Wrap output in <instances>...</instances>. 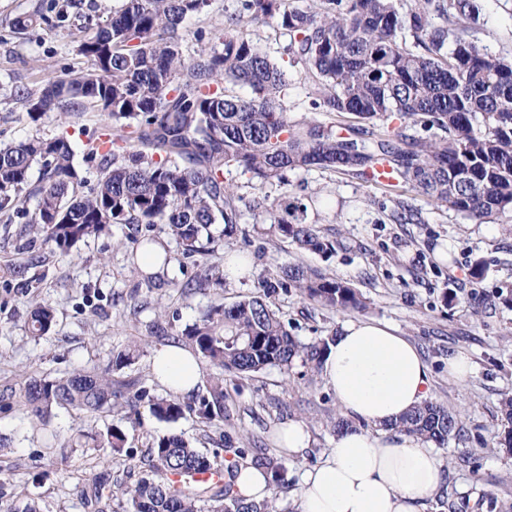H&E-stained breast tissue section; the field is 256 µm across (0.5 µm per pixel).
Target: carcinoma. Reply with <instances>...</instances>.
<instances>
[{
    "instance_id": "1",
    "label": "carcinoma",
    "mask_w": 512,
    "mask_h": 512,
    "mask_svg": "<svg viewBox=\"0 0 512 512\" xmlns=\"http://www.w3.org/2000/svg\"><path fill=\"white\" fill-rule=\"evenodd\" d=\"M241 8L214 29L213 45L183 56L180 26L189 15L209 12L212 0H122L106 23H90L76 42L91 68L13 94L36 123L50 112L76 115L98 108L115 122L111 147L88 145L100 175L87 186L74 166L64 134L32 135L0 144V214L25 218L19 237L41 240L60 253L108 233L113 224L167 227L186 255L200 251L202 237L233 236L243 197L225 174L237 171L260 185L285 182L295 169L352 173L377 182L378 167L390 169L396 192L415 191L477 223L512 212V58L493 56L458 37L445 51L449 31L432 16L476 18L474 0H414L400 13L396 0H321L316 9L291 0H240ZM266 25L289 37L287 51L319 80L311 100L317 112H348L361 127L344 135L317 122L295 124L281 97L288 87L282 67L259 52L248 27ZM409 31L419 52L403 48ZM245 84L252 96L236 95ZM418 127L427 136L407 130ZM41 178L31 183V170ZM36 200L34 210L24 208ZM307 207L286 200L269 212L270 224L298 248L327 254L333 243L305 222ZM294 288L306 299L337 310L365 307L356 289L317 270L281 268L261 277L257 292L230 306L208 310L183 336L206 364L238 376L269 367L291 368L295 359L321 367L328 340L302 344L272 307L278 290ZM54 313L36 306L27 321L33 337L48 334ZM131 383L112 371L82 369L65 377L32 378L24 406L44 417L72 408L90 418L130 404ZM152 411L175 422L196 414L208 426L224 420V378L207 395L186 404L172 394L156 398ZM508 428L497 446L512 453V396L501 401ZM391 429L419 436L437 448L460 435L457 416L429 399ZM98 447L123 451L124 431L108 426ZM224 466L176 433L157 436L149 450L150 475L124 490L133 512H273L272 499L245 501L235 485L240 463L270 471L272 494L284 484L285 468L273 459L233 446ZM211 473L197 484L176 486L174 477ZM102 475L80 491L96 512Z\"/></svg>"
}]
</instances>
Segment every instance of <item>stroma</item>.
<instances>
[{
  "mask_svg": "<svg viewBox=\"0 0 512 512\" xmlns=\"http://www.w3.org/2000/svg\"><path fill=\"white\" fill-rule=\"evenodd\" d=\"M477 21L450 19V32L486 47L494 55H512V0H476ZM120 0H0V139L19 140L41 130L67 133L75 163L87 183H96L99 167L87 158V145L108 131L112 122L102 112L82 116L43 117L29 121L11 92L87 69L75 55L73 42L85 20L108 19ZM239 0H213L208 14L182 23L185 57L199 49L198 31L221 25L235 13ZM43 13L48 24L16 32V17ZM256 46L270 60L285 65L288 117L325 125L356 126L355 116L312 111L315 77L303 64L291 62L288 39L271 27L250 29ZM232 181L245 199L267 196L269 202L290 196L306 205V221L333 241L335 250L322 255L299 250L272 231L264 210L242 208L232 237L215 238L202 254L184 256L163 225L149 235L170 256L169 266L144 274L134 260L136 231L115 224L111 233L77 243L60 254L39 244L20 247L19 224L0 223V512H22L36 500L41 512H86L80 490L101 474L112 484L134 485L146 474L143 458L155 436L175 432L207 454L220 448V435L249 437L286 468L285 484L273 502L274 512H298L301 474L318 465L332 446L331 423L338 416L336 400L320 371L302 363L284 372L268 368L246 378L203 367L196 396L206 395L216 376H223L224 420L205 427L192 415L175 422L159 420L151 400L165 395L154 378L155 350L184 345V328L208 309L231 305L255 291L258 276L298 265L322 272L358 290L366 308L339 311L303 299L295 289L274 296V308L288 331L310 343L338 333L349 320L390 323L425 358L431 375L430 397L454 411L462 437L438 449L447 473L446 487L428 500L426 512H512V454L495 443L503 430L499 403L512 393V214L474 224L408 192L396 195L386 187L356 177L312 168L287 173L282 186L258 187L246 177ZM246 255L251 276L225 279L223 285L195 287L209 268H223L225 253ZM483 260L482 278L470 275L474 260ZM51 305L56 323L51 332L32 338L25 330L31 308ZM138 348L134 362L116 371L135 381L145 395L133 408L101 413L87 423L74 409L57 408L47 418L25 409L21 395L31 376L62 377L90 368H105L112 354L128 345ZM463 352L474 363L466 385L448 378V357ZM291 422L304 423L307 448L292 455L279 451L276 433ZM119 426L127 436L122 453L112 454L86 444L73 447L79 431ZM64 449L47 455L46 443Z\"/></svg>",
  "mask_w": 512,
  "mask_h": 512,
  "instance_id": "obj_1",
  "label": "stroma"
}]
</instances>
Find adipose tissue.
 I'll list each match as a JSON object with an SVG mask.
<instances>
[{
  "label": "adipose tissue",
  "mask_w": 512,
  "mask_h": 512,
  "mask_svg": "<svg viewBox=\"0 0 512 512\" xmlns=\"http://www.w3.org/2000/svg\"><path fill=\"white\" fill-rule=\"evenodd\" d=\"M152 371L178 395L201 380L197 355L181 346L157 350ZM322 374L340 415L360 425L338 434L325 459L303 473L299 512H424L444 485V466L423 439L390 429L430 397L418 348L387 323L351 320L330 341Z\"/></svg>",
  "instance_id": "1"
}]
</instances>
